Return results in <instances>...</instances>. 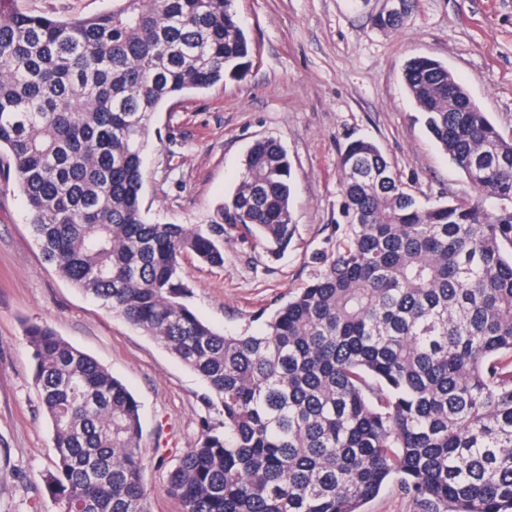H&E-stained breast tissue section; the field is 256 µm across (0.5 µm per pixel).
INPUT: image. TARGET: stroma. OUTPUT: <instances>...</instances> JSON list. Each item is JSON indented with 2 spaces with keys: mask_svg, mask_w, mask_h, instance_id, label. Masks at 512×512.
Masks as SVG:
<instances>
[{
  "mask_svg": "<svg viewBox=\"0 0 512 512\" xmlns=\"http://www.w3.org/2000/svg\"><path fill=\"white\" fill-rule=\"evenodd\" d=\"M34 15L90 17L112 0H19ZM381 0H235L252 47L247 78L166 102L143 167V208L161 224L209 223L244 155L273 138L287 150L294 234L271 252L240 224L224 227V265L184 260L189 304L215 330L258 331L324 268L339 218V158L375 141L417 195L442 203L462 172L427 132L403 68L445 63L504 138H512V0H416L400 31L372 26ZM48 323L129 389L140 409L151 512H182L167 474L214 419L203 380L142 331L73 287L46 261L15 186L0 189V512H54L39 480L55 459L36 395L25 321Z\"/></svg>",
  "mask_w": 512,
  "mask_h": 512,
  "instance_id": "1",
  "label": "stroma"
}]
</instances>
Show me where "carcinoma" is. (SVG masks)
<instances>
[{
  "label": "carcinoma",
  "instance_id": "cac0c4a2",
  "mask_svg": "<svg viewBox=\"0 0 512 512\" xmlns=\"http://www.w3.org/2000/svg\"><path fill=\"white\" fill-rule=\"evenodd\" d=\"M234 0H112L87 18L0 0V176L25 196L45 258L205 382L197 442L169 471L183 512H364L389 483L421 512H512V139L440 61L404 83L470 192L421 201L379 146L339 160L343 227L324 269L251 333L187 304L182 260L224 266V225L293 236L291 163L248 149L204 227L147 220L153 115L241 81ZM401 13L372 17L396 29ZM32 375L53 430L39 475L55 512H150L139 405L94 358L31 321Z\"/></svg>",
  "mask_w": 512,
  "mask_h": 512
}]
</instances>
